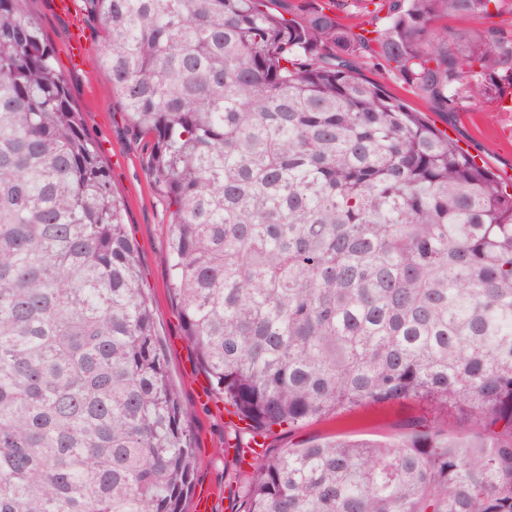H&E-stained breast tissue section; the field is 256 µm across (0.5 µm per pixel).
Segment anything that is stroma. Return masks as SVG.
Listing matches in <instances>:
<instances>
[{
    "label": "stroma",
    "mask_w": 512,
    "mask_h": 512,
    "mask_svg": "<svg viewBox=\"0 0 512 512\" xmlns=\"http://www.w3.org/2000/svg\"><path fill=\"white\" fill-rule=\"evenodd\" d=\"M70 2L66 14L57 10L56 0H34L33 10L55 50V66L68 82L83 122L112 171L113 189L126 204V229L138 246L142 281L153 302L158 344L165 355L172 385L192 411L188 429L194 447V488L200 491L219 485L224 494L214 501L212 512H242L250 473L216 454L217 448L236 437L235 418L227 414L223 402L208 396L207 377L185 341L175 302L167 289L163 256L169 244V212L162 192L146 170L148 143L134 133L118 98L108 91L109 77L100 64L94 28H87L85 33L83 65L72 66L68 52L71 20L83 18L84 12L81 0ZM361 73L425 113L461 147L480 155L492 171L512 172V139H501L498 134L500 127L512 125V112L498 111L495 103L483 102L447 116L430 109L389 71L365 62ZM416 421L446 437L476 442L483 439L482 432L469 423L408 399L366 403L294 430L277 428L268 434L265 443L281 451L312 441L335 439L404 441L411 438Z\"/></svg>",
    "instance_id": "obj_1"
}]
</instances>
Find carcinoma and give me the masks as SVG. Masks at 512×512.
<instances>
[{"instance_id":"carcinoma-1","label":"carcinoma","mask_w":512,"mask_h":512,"mask_svg":"<svg viewBox=\"0 0 512 512\" xmlns=\"http://www.w3.org/2000/svg\"><path fill=\"white\" fill-rule=\"evenodd\" d=\"M83 4L151 139L186 342L242 431L419 399L493 439L264 448L243 512H512V180L356 68L446 115L499 100L512 0ZM125 211L32 0H0V512H183L192 491Z\"/></svg>"}]
</instances>
